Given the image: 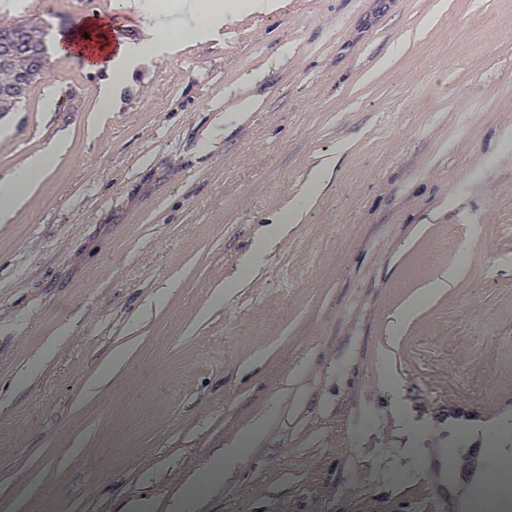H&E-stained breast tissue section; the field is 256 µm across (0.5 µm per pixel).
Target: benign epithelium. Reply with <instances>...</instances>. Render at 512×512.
<instances>
[{"label": "benign epithelium", "instance_id": "benign-epithelium-1", "mask_svg": "<svg viewBox=\"0 0 512 512\" xmlns=\"http://www.w3.org/2000/svg\"><path fill=\"white\" fill-rule=\"evenodd\" d=\"M39 24L34 19L13 23L0 31V70L10 75L0 92L21 101L36 77L43 72L46 55L36 35Z\"/></svg>", "mask_w": 512, "mask_h": 512}]
</instances>
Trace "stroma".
<instances>
[{
  "label": "stroma",
  "mask_w": 512,
  "mask_h": 512,
  "mask_svg": "<svg viewBox=\"0 0 512 512\" xmlns=\"http://www.w3.org/2000/svg\"><path fill=\"white\" fill-rule=\"evenodd\" d=\"M77 14L0 0L49 41L0 177L66 142L0 223V512H170L258 423L196 512H467L512 421V0H283L107 110ZM262 431L258 428H251L244 433L233 445V447L226 448L224 456H220L214 463L208 466L204 472L202 483L209 486V488L218 487L222 484L224 473H226L232 466L255 444L262 439Z\"/></svg>",
  "instance_id": "1"
}]
</instances>
